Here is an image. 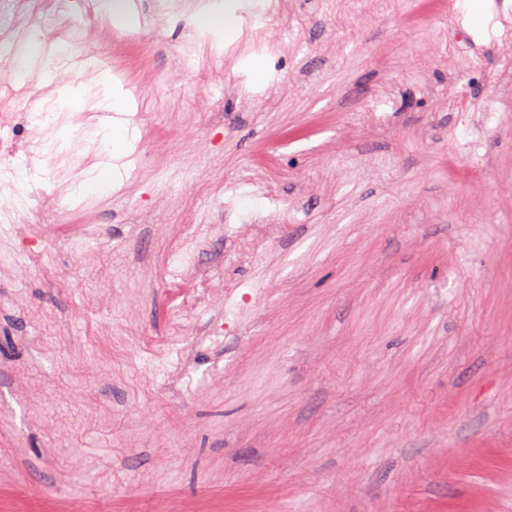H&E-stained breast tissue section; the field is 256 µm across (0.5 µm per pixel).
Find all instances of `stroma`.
Wrapping results in <instances>:
<instances>
[{"label": "stroma", "mask_w": 512, "mask_h": 512, "mask_svg": "<svg viewBox=\"0 0 512 512\" xmlns=\"http://www.w3.org/2000/svg\"><path fill=\"white\" fill-rule=\"evenodd\" d=\"M265 2L220 55L132 0L141 39L93 29L51 81L0 56L35 101L85 90L0 108L67 141L0 224V512H512V0ZM98 85L100 86V90L102 91V101L99 105L101 109H111L114 111H118L119 104L118 102L123 98L124 92L122 88L114 83L112 76L107 73H101L98 76ZM112 98V103L110 102Z\"/></svg>", "instance_id": "1"}]
</instances>
